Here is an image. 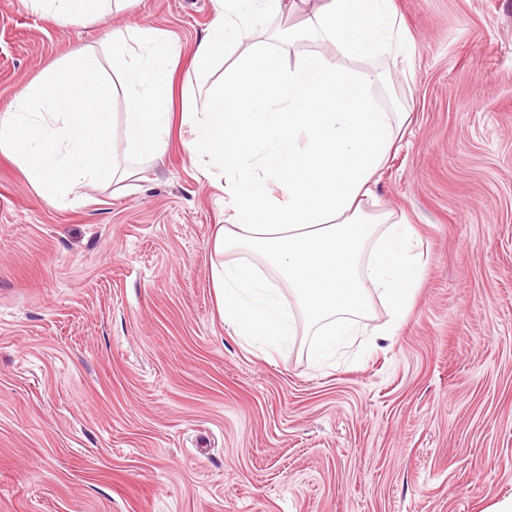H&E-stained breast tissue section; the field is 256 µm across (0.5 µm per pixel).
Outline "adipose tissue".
<instances>
[{"label":"adipose tissue","mask_w":512,"mask_h":512,"mask_svg":"<svg viewBox=\"0 0 512 512\" xmlns=\"http://www.w3.org/2000/svg\"><path fill=\"white\" fill-rule=\"evenodd\" d=\"M69 21L123 8L130 0H38ZM210 34L198 47L206 64L218 47L238 57L204 111L189 113L197 135L191 154L231 175L230 224L215 245L213 278L225 323L279 352L302 315L313 341L308 355L323 365L355 336H392L405 318L423 269L411 224L368 210L375 176L408 118L379 106L370 90L381 78L348 60L404 56L406 35L393 0H321L302 39L325 51L286 59L279 45L251 38L280 16L289 0H216ZM175 56L167 32L131 28L112 36V67L132 94L124 115L125 152H163L172 114L167 74ZM297 304L287 309L282 292ZM392 312L372 325V296Z\"/></svg>","instance_id":"1"}]
</instances>
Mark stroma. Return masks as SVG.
<instances>
[{"instance_id": "1", "label": "stroma", "mask_w": 512, "mask_h": 512, "mask_svg": "<svg viewBox=\"0 0 512 512\" xmlns=\"http://www.w3.org/2000/svg\"><path fill=\"white\" fill-rule=\"evenodd\" d=\"M408 63L377 101L409 114L379 208L421 240L396 335L330 366L310 337L263 355L221 318L211 256L224 169L193 156L192 58L213 0H134L60 23L0 0V113L88 48L129 102L112 32L176 46L168 146L130 187L57 204L0 153V512H492L512 499V0H395Z\"/></svg>"}]
</instances>
